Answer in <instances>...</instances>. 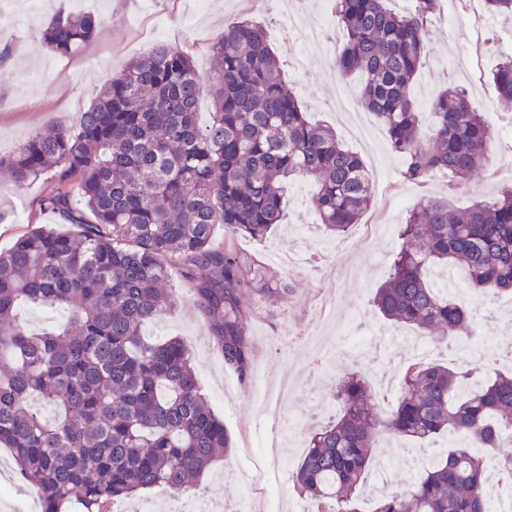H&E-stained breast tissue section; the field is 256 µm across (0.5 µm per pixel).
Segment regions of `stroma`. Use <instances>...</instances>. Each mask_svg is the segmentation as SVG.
Segmentation results:
<instances>
[{"label":"stroma","mask_w":512,"mask_h":512,"mask_svg":"<svg viewBox=\"0 0 512 512\" xmlns=\"http://www.w3.org/2000/svg\"><path fill=\"white\" fill-rule=\"evenodd\" d=\"M91 13L104 26L84 49L70 56L47 50L36 32L57 12ZM317 14L324 18V37L311 39L307 29L288 25L289 13ZM250 19L266 31L268 42L280 59L281 77L292 89L312 123L340 131L344 146L361 156L368 168L373 204L362 223L378 225L370 239L359 230L341 240L335 253L324 254L326 236L309 201L315 184L298 179L284 192V217L261 241L228 240L216 227L213 248L234 243L245 255L264 257L281 273L291 292L277 305L255 296L244 299L255 316L249 326L253 346L252 379L243 383L225 369L211 346L205 320L187 293L178 268H171L169 286L178 304L161 321L145 327L151 337H180L188 345L198 384L216 415L233 436L231 453L218 459L196 492L212 512H269L264 494L270 472L280 477V494L291 499V474L302 452L283 449L281 454L252 460L260 434L269 431L264 405L255 381L278 384L287 374L299 375L292 403L311 412L310 427L324 423L334 413L332 388L312 364L304 345L288 339L289 329L319 326L322 302L318 283L332 281L339 300L336 315L345 324L336 339L335 377L360 370L372 383L399 382L398 360L402 349L389 350L380 335L398 334V327L376 314L371 300L388 275L392 255L402 246L399 224L414 204L429 196L444 195L452 209L467 208L478 198L492 196L512 183V151H494L488 168L472 181L457 185L443 175L420 185L403 182L402 160L388 144L384 128L363 141L343 133V122L332 110L336 85L356 84V76H342L335 66L334 48L343 34L325 0H0V155L12 154L23 142L51 123L72 125L86 110L97 90L132 59L165 41L177 45L194 59L201 80L212 73L210 44L226 24ZM427 56L417 72L411 93L421 114L423 132H430L434 96L456 85L464 89L482 112L485 122L507 126L512 122L498 101L492 74L512 56V22L488 14L480 0H441L440 10L426 32ZM53 188L50 177L16 187L0 176V200L7 201L12 217L0 223V249L13 244L31 227L54 222L39 211L37 201ZM316 255L314 266L286 267L288 254Z\"/></svg>","instance_id":"35a3bbf8"}]
</instances>
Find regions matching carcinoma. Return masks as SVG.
<instances>
[{
  "label": "carcinoma",
  "mask_w": 512,
  "mask_h": 512,
  "mask_svg": "<svg viewBox=\"0 0 512 512\" xmlns=\"http://www.w3.org/2000/svg\"><path fill=\"white\" fill-rule=\"evenodd\" d=\"M484 5L512 20V0ZM439 7L440 0H413L402 14L385 0L333 4L345 36L336 68L363 76L356 94L403 157L409 183L438 171L467 181L495 149L457 86L432 99L434 134L420 135L410 87ZM101 24L93 14L59 13L40 36L67 56ZM209 52L215 76L205 85L188 53L158 44L112 76L75 126L55 124L0 156V174L20 188L50 175L55 189L38 199L39 210L79 228L70 236L41 225L0 250V447L38 490L41 512H113L115 500L157 488L188 495L218 453L233 447L201 393L187 345L142 336L143 325L177 304L165 288L171 266L180 267L225 368L244 382L253 349L243 298L275 302L287 286L259 258L232 245L211 248L215 227L224 225L233 239L265 237L281 221L283 184L299 177L317 183L311 207L332 237L348 233L372 203L364 160L334 129L306 119L261 26L233 22ZM492 80L512 105V58ZM204 95L213 112L201 127ZM399 233L403 245L373 308L443 353L472 341L493 316L448 298L430 271L461 267L482 297L512 294V185L459 213L446 198L425 199ZM22 301L69 318L37 333L18 317ZM401 375L400 396L385 415L361 374L339 381L336 413L309 433L292 474L296 494L316 512H362L360 491L388 436L414 443L432 461L408 487L378 495L372 512H489L487 462L512 442V371L480 375L464 359L406 363ZM442 438L450 444L440 445ZM495 464L502 493L512 496V452L497 454Z\"/></svg>",
  "instance_id": "1"
}]
</instances>
